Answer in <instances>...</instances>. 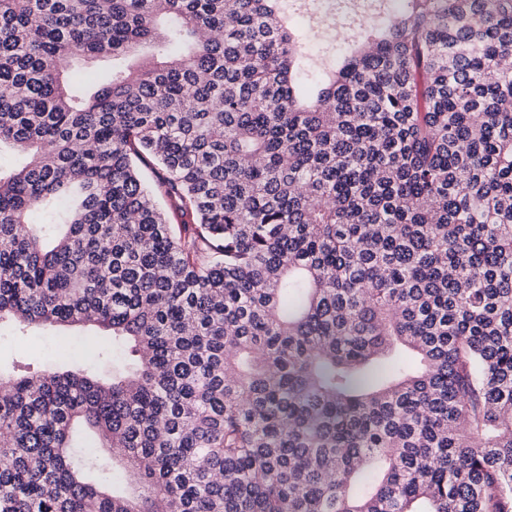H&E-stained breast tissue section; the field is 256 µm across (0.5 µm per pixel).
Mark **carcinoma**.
Segmentation results:
<instances>
[{
    "mask_svg": "<svg viewBox=\"0 0 512 512\" xmlns=\"http://www.w3.org/2000/svg\"><path fill=\"white\" fill-rule=\"evenodd\" d=\"M292 10L0 0V512H512V0ZM23 340H17L14 336L2 335L0 338V363L2 366L9 365L17 355L20 347L26 349L34 365L43 362L45 365H53L56 360L54 354L55 343L58 335L66 336L74 342L94 335L95 330L88 327L73 326L63 330H35L29 333Z\"/></svg>",
    "mask_w": 512,
    "mask_h": 512,
    "instance_id": "cac0c4a2",
    "label": "carcinoma"
}]
</instances>
